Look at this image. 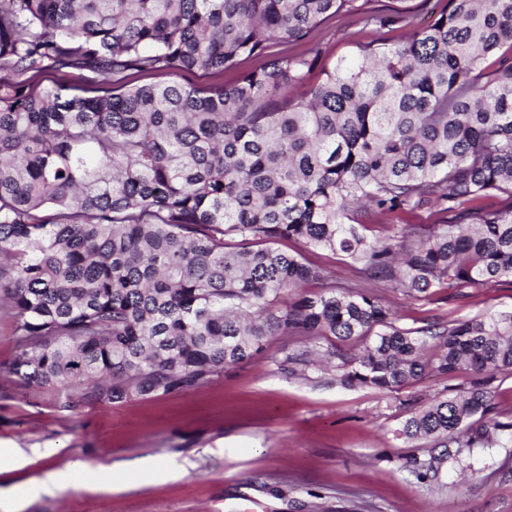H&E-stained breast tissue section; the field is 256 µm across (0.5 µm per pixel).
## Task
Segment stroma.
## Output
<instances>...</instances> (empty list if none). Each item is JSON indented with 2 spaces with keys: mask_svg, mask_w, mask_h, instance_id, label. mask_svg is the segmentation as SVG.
I'll list each match as a JSON object with an SVG mask.
<instances>
[{
  "mask_svg": "<svg viewBox=\"0 0 512 512\" xmlns=\"http://www.w3.org/2000/svg\"><path fill=\"white\" fill-rule=\"evenodd\" d=\"M407 28L372 30L356 18L321 22L312 45L330 66L360 44L402 42ZM280 249L336 272L391 305L396 322L418 328L489 310H512V284L490 283L431 300L364 278L332 254L283 241ZM303 337H269L264 350L209 384L155 398L64 409L13 373L19 351L0 320V512H512V447L474 449L472 476L442 464L418 481L405 458H427L429 442L394 437L405 405L468 386L470 373L426 376L388 395L337 382L334 370L291 372L283 360ZM24 457L13 462V448ZM77 486L38 491L37 480L73 464Z\"/></svg>",
  "mask_w": 512,
  "mask_h": 512,
  "instance_id": "35a3bbf8",
  "label": "stroma"
}]
</instances>
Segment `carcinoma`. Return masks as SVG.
I'll return each mask as SVG.
<instances>
[{"mask_svg": "<svg viewBox=\"0 0 512 512\" xmlns=\"http://www.w3.org/2000/svg\"><path fill=\"white\" fill-rule=\"evenodd\" d=\"M369 0H0V317L13 372L67 388L64 407L199 388L291 333L328 350L336 379L395 393L469 371V387L410 406L397 429L439 455L512 445L486 418L512 373V310L396 325L368 291L275 247L295 240L416 300L512 282V0H447L406 41L372 40L322 69L323 20L390 19ZM230 84L132 85L129 72L222 74ZM45 72L91 95L38 88ZM436 204L441 224H388ZM316 283L320 292L301 294Z\"/></svg>", "mask_w": 512, "mask_h": 512, "instance_id": "cac0c4a2", "label": "carcinoma"}]
</instances>
